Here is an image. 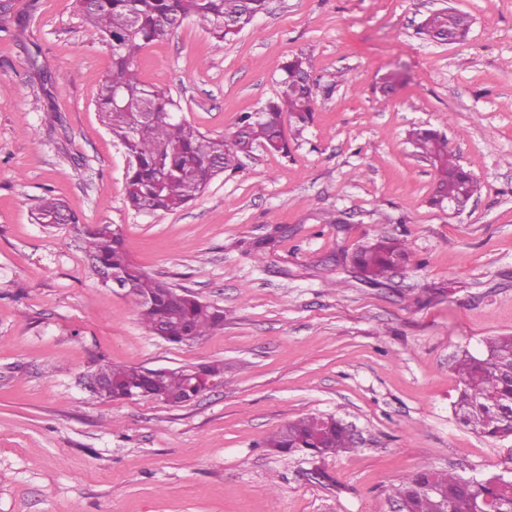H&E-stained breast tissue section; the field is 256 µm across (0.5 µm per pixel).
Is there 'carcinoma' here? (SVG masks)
<instances>
[{"mask_svg": "<svg viewBox=\"0 0 512 512\" xmlns=\"http://www.w3.org/2000/svg\"><path fill=\"white\" fill-rule=\"evenodd\" d=\"M81 18L96 28L112 53V68L102 82L97 106L102 122L125 149L132 165L125 175V199L139 214L173 212L195 201L213 180L238 169L240 156L260 146L288 154L286 132L298 135L314 119L316 90L307 59L296 56L283 67L285 77L277 99L259 112L239 118L231 138L208 136L179 117L181 107L161 88L139 78L137 60L152 42L174 33L189 17L196 18L219 41L230 39L267 9V0H76ZM423 31L438 42H455L470 29L469 16L456 9L428 16ZM401 84L390 72L373 92L384 101ZM409 140L434 167L432 204L472 198L477 180L450 160L448 140L433 129H414ZM48 226L76 224L78 218L58 199H44L36 217ZM86 251L96 274L118 271L126 277L130 295H155L151 305L135 303L139 320L149 332L189 344L224 325V310L204 303L186 289L155 277L132 263L124 248L122 230L99 224L88 233ZM409 260L405 245L396 239L380 240L357 251L353 265L375 282ZM482 357L464 353L457 364L461 389L454 403L460 422L490 438L512 437V336L490 339ZM191 368L169 370L149 377L136 366L98 369L109 384L101 395L120 400L135 388L144 397L168 402L185 401L206 388V382L187 376ZM267 447L299 448L314 456L336 455L355 448L334 416H307L281 427ZM435 485L448 493L450 512H492V506L512 499V478L503 475L464 478L429 466L401 478L394 495L405 512H436V499L425 493Z\"/></svg>", "mask_w": 512, "mask_h": 512, "instance_id": "carcinoma-1", "label": "carcinoma"}]
</instances>
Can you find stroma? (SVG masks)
Wrapping results in <instances>:
<instances>
[{
  "label": "stroma",
  "mask_w": 512,
  "mask_h": 512,
  "mask_svg": "<svg viewBox=\"0 0 512 512\" xmlns=\"http://www.w3.org/2000/svg\"><path fill=\"white\" fill-rule=\"evenodd\" d=\"M0 16V512H396L399 480L430 466L512 477V439L454 416L462 352L512 336V0H268L216 43L193 18L150 44L141 80L188 122L231 136L306 57L314 121L287 154L256 149L189 206L135 213L127 157L101 123L112 56L74 0H9ZM469 13L467 36L420 31ZM390 71L406 83L387 103ZM438 129L481 190L431 205L434 169L408 142ZM79 221H34L46 196ZM120 226L144 271L224 311L190 344L150 333L102 285L88 231ZM408 263L367 282L352 257L382 238ZM219 364L224 383L171 405L85 388L115 366ZM333 415L357 451L314 458L264 441ZM468 14L456 9L428 16L422 25L423 31L438 42H455L464 38L470 29Z\"/></svg>",
  "instance_id": "stroma-1"
}]
</instances>
